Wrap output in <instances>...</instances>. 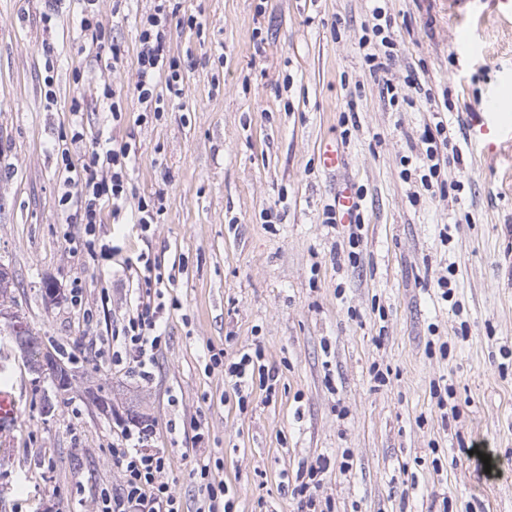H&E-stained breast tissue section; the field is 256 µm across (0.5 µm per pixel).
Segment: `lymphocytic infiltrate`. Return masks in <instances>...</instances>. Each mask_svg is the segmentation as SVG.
I'll return each mask as SVG.
<instances>
[{
  "label": "lymphocytic infiltrate",
  "instance_id": "lymphocytic-infiltrate-1",
  "mask_svg": "<svg viewBox=\"0 0 512 512\" xmlns=\"http://www.w3.org/2000/svg\"><path fill=\"white\" fill-rule=\"evenodd\" d=\"M152 13L148 14L139 34L140 49L136 59L137 80L133 95L144 115L160 116L163 94L180 96L183 76L174 57H171L166 41V27L180 10L175 0H153ZM371 16L374 20L371 35L361 37L358 46L365 64L377 79L380 94L389 104H397L400 87L389 76L394 62L396 43L392 37L394 20L382 0H377ZM164 77V84H157V77ZM416 164L422 170V182L426 187H437L446 192L441 170L448 160L443 151L449 142L447 120H438L434 127L425 129ZM130 144L107 146L95 144L82 159V172L77 177H66L65 185H76V192H64L60 206H72L75 215L84 226L85 237L79 247L88 256H95L96 226L101 221L104 203H111L113 212H120L128 199L127 170L130 161ZM164 302L144 305L129 315L121 327L123 341L113 347L110 338L99 340L96 353L110 358L113 365L132 363L141 378H150L149 368L154 364L165 337L160 319ZM149 425L137 429L123 428L121 437L111 450L113 460L122 469V484L117 492L101 490L100 512H181L179 500L172 494L162 474L166 466L163 452L149 448L145 440Z\"/></svg>",
  "mask_w": 512,
  "mask_h": 512
}]
</instances>
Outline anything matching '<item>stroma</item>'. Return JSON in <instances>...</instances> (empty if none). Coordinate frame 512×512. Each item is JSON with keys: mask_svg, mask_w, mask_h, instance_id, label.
<instances>
[{"mask_svg": "<svg viewBox=\"0 0 512 512\" xmlns=\"http://www.w3.org/2000/svg\"><path fill=\"white\" fill-rule=\"evenodd\" d=\"M152 9L153 0H105L103 22L124 51L113 70L109 52L83 36L76 0H0V263L15 282L7 305L78 381L55 395L0 321V383L19 396L18 422L0 436V512H98L101 489H118L110 448L123 425L84 399L85 383L148 420V445L164 452L163 477L183 512L204 501L190 474L199 460L213 462L234 512H306L295 489L313 464L325 468L318 497L332 512H512V144L474 117L497 87L512 122V84L503 83L512 0H387L392 78L400 85L413 72L421 82L395 107L358 50L370 0H181V14L199 22L169 27L183 93L139 125L138 34ZM106 83L122 121L95 99ZM442 96L449 129L466 133L442 172L464 184L456 201L402 175ZM75 98L84 137L72 158L101 134L135 140L129 208L159 189L166 196L148 233L101 224L98 242L118 247L114 257L90 259L63 238L81 228L66 225L58 204L53 146L71 131ZM326 138L343 139L345 165L323 168ZM347 184L364 195L354 247L349 228L323 215ZM269 210L275 223L264 221ZM142 254L177 301L147 381L94 358L70 302L81 281L85 302L104 304L108 326L120 327L147 300ZM209 344L230 362L261 351L274 394L256 380L235 391L208 371ZM440 380L455 413L436 405Z\"/></svg>", "mask_w": 512, "mask_h": 512, "instance_id": "stroma-1", "label": "stroma"}]
</instances>
